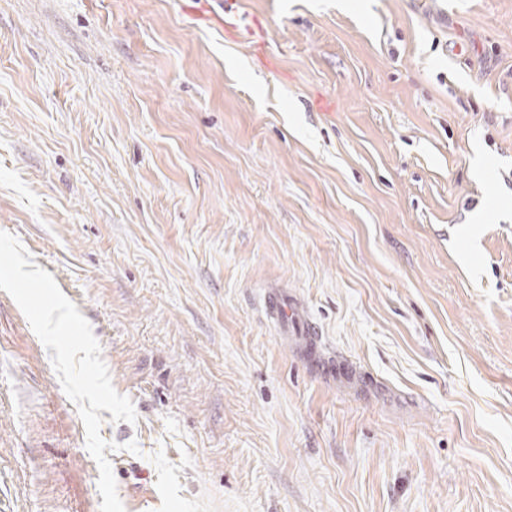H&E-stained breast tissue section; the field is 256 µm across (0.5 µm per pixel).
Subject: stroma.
I'll return each mask as SVG.
<instances>
[{
  "mask_svg": "<svg viewBox=\"0 0 512 512\" xmlns=\"http://www.w3.org/2000/svg\"><path fill=\"white\" fill-rule=\"evenodd\" d=\"M0 231L134 405L125 512H512V0H0ZM98 478L0 290V512ZM264 310L267 317L273 320L279 327L287 326L288 322H294L303 331L310 345L318 341V331L310 320L306 308L297 301L288 302L277 294H269L264 299Z\"/></svg>",
  "mask_w": 512,
  "mask_h": 512,
  "instance_id": "obj_1",
  "label": "stroma"
}]
</instances>
